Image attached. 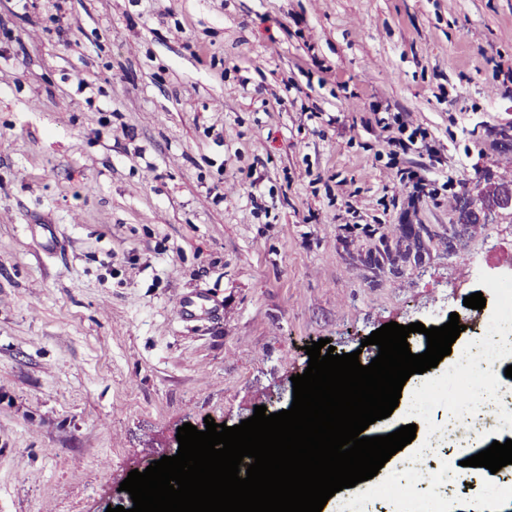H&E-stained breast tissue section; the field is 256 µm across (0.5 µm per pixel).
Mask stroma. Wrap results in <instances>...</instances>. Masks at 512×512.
<instances>
[{
  "mask_svg": "<svg viewBox=\"0 0 512 512\" xmlns=\"http://www.w3.org/2000/svg\"><path fill=\"white\" fill-rule=\"evenodd\" d=\"M511 121L512 0H0V512L126 505L184 423L289 408L306 345L462 309L456 244L512 251L457 221ZM377 124L384 131L390 132L386 141L388 146L391 147L387 155L389 157L388 163L392 167L397 168V175H399L400 181L412 183L415 189H421L424 185H427L425 179L419 176L417 172L397 166L400 156L413 151L421 153L419 151L420 148H424L428 155H433V147L426 142V132L419 127L411 128L400 113H394L389 118H379Z\"/></svg>",
  "mask_w": 512,
  "mask_h": 512,
  "instance_id": "35a3bbf8",
  "label": "stroma"
}]
</instances>
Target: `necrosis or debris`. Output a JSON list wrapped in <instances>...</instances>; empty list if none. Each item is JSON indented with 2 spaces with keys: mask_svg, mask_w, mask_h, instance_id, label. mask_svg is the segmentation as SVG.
I'll return each mask as SVG.
<instances>
[{
  "mask_svg": "<svg viewBox=\"0 0 512 512\" xmlns=\"http://www.w3.org/2000/svg\"><path fill=\"white\" fill-rule=\"evenodd\" d=\"M462 271L452 281L456 288H493L496 305L477 311L482 341L474 346H456L448 360V377L442 385L424 384L408 398L404 412L428 439H450L454 429L464 427L469 441L457 449L458 460L480 452V440L490 437L505 442L512 432V391H505L502 379L512 365V270L489 275L483 254L470 246L454 253ZM446 405L447 424H437L431 410Z\"/></svg>",
  "mask_w": 512,
  "mask_h": 512,
  "instance_id": "obj_1",
  "label": "necrosis or debris"
}]
</instances>
